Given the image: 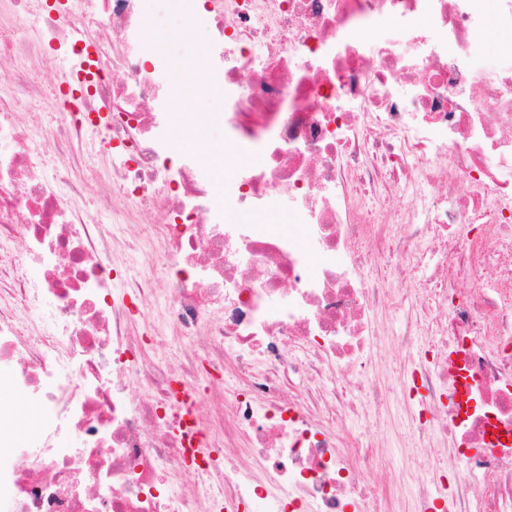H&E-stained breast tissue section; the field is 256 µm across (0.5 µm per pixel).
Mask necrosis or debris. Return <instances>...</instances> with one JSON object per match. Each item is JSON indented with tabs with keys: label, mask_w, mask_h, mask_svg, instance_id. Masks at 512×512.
Returning a JSON list of instances; mask_svg holds the SVG:
<instances>
[{
	"label": "necrosis or debris",
	"mask_w": 512,
	"mask_h": 512,
	"mask_svg": "<svg viewBox=\"0 0 512 512\" xmlns=\"http://www.w3.org/2000/svg\"><path fill=\"white\" fill-rule=\"evenodd\" d=\"M161 9L182 0H0V389L18 397L0 435L25 402L43 409L40 452L0 469V503L198 512L202 490L208 512H363L380 445L336 423L379 403L376 315L408 282L404 512H512V0H194L193 61L224 91L221 182L170 158L179 79L143 28ZM47 68L62 119L43 132L20 116ZM76 147L112 156L92 212ZM273 196L299 235L248 223ZM135 210L159 215L139 233L154 249L120 263ZM146 317L189 350L141 362L126 329ZM230 360L242 386L214 436L194 381Z\"/></svg>",
	"instance_id": "necrosis-or-debris-1"
}]
</instances>
